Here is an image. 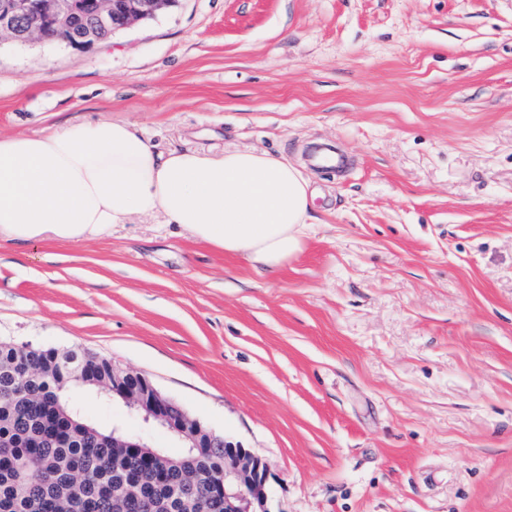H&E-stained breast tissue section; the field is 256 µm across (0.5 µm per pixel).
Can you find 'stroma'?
Masks as SVG:
<instances>
[{
    "label": "stroma",
    "mask_w": 512,
    "mask_h": 512,
    "mask_svg": "<svg viewBox=\"0 0 512 512\" xmlns=\"http://www.w3.org/2000/svg\"><path fill=\"white\" fill-rule=\"evenodd\" d=\"M101 119L300 160L316 222L273 273L159 215L0 244V342L143 374L267 463L275 512H512V0H178L87 52L0 43V136Z\"/></svg>",
    "instance_id": "obj_1"
}]
</instances>
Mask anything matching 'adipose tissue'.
<instances>
[{
    "instance_id": "1",
    "label": "adipose tissue",
    "mask_w": 512,
    "mask_h": 512,
    "mask_svg": "<svg viewBox=\"0 0 512 512\" xmlns=\"http://www.w3.org/2000/svg\"><path fill=\"white\" fill-rule=\"evenodd\" d=\"M314 198L309 179L285 158L160 151L122 121L0 137V242L79 241L159 214L273 271L302 251Z\"/></svg>"
}]
</instances>
